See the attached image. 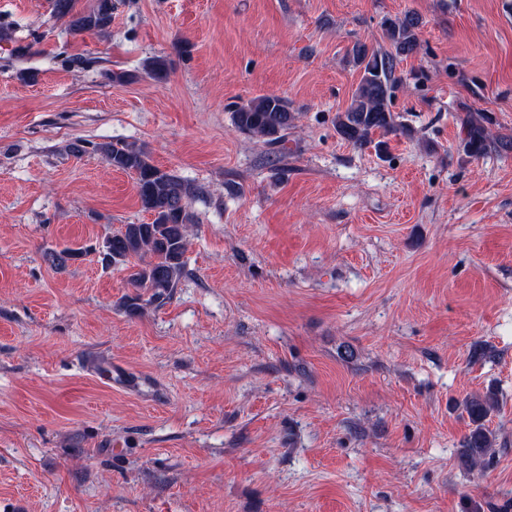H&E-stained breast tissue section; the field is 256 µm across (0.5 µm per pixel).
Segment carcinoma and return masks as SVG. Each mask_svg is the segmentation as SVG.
<instances>
[{"label": "carcinoma", "mask_w": 512, "mask_h": 512, "mask_svg": "<svg viewBox=\"0 0 512 512\" xmlns=\"http://www.w3.org/2000/svg\"><path fill=\"white\" fill-rule=\"evenodd\" d=\"M77 0H53L54 13L69 18L75 33H108L112 25L113 0H95L87 11L76 10ZM421 22L414 14H405L384 22V34L390 49L369 51L362 43L352 47V57L362 70L360 82L351 103L336 115L337 135L355 147L372 143L379 132L384 135L403 132L399 116L391 111V102L401 79L396 75L402 59L420 48L418 31ZM147 74L157 80L168 75L169 62L154 57L145 65ZM299 113L288 100L278 95H263L235 105L233 122L236 130L268 146H281L288 130L295 126ZM460 148L470 157H480L491 151L512 149L504 138L491 139L487 129L474 119L464 124ZM108 165L135 176L141 207L153 219L146 224H126L105 241L103 260L112 265H132L130 274L136 292L124 297L122 306L136 314L143 304L163 306L173 295L185 268L189 225L194 223L190 203L198 189L174 171L157 167L145 146L129 142H106L92 145ZM82 252L64 249L47 253L54 266H63ZM498 407V396L488 391L484 396H472L464 401V410L472 428L462 441L461 461L470 468H483L495 455L496 435L487 426L489 417Z\"/></svg>", "instance_id": "carcinoma-1"}]
</instances>
